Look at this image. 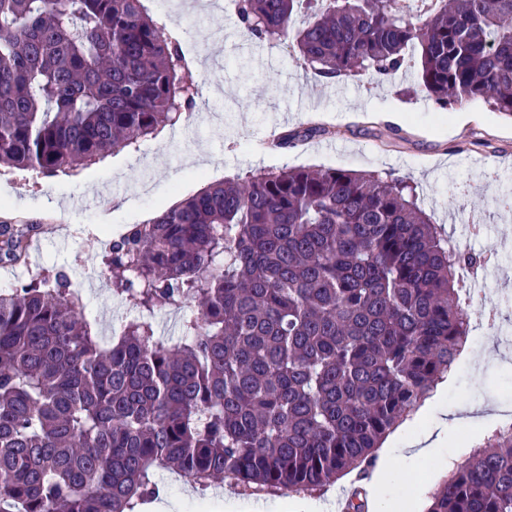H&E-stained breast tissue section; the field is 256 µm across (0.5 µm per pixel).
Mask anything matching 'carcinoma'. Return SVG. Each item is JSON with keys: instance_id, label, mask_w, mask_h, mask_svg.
Instances as JSON below:
<instances>
[{"instance_id": "1", "label": "carcinoma", "mask_w": 512, "mask_h": 512, "mask_svg": "<svg viewBox=\"0 0 512 512\" xmlns=\"http://www.w3.org/2000/svg\"><path fill=\"white\" fill-rule=\"evenodd\" d=\"M247 36L332 81L399 70L445 109L512 118V0H237ZM179 37L142 0H0V162L69 175L191 115ZM312 123L272 144L321 137ZM36 225L0 218V265ZM404 178L344 168L211 182L102 252L138 315L102 345L69 274L0 292V512H140L175 469L206 490H321L451 373L471 322L462 267ZM194 302L164 343L155 312ZM427 512H512V422L431 494Z\"/></svg>"}]
</instances>
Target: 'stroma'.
I'll return each mask as SVG.
<instances>
[{"mask_svg":"<svg viewBox=\"0 0 512 512\" xmlns=\"http://www.w3.org/2000/svg\"><path fill=\"white\" fill-rule=\"evenodd\" d=\"M145 4L180 33L186 57L196 63L198 110L167 135L105 155L71 176L44 177L0 164L8 214L52 227L34 244L30 268L68 271L96 334L108 345L134 311L113 298L95 236H115L146 222L208 183L286 165L407 178L421 207L466 248H499L498 261L481 272L483 295L466 304L476 327L471 347L484 351L487 362L477 368L461 357L444 398L411 428L417 434L449 417L444 451L464 461L473 446L512 420V343L505 340L512 332V210L494 205L499 196L512 195V119L480 99L444 111L423 104L410 65L382 81L364 75L318 82L284 46L244 38L236 16L210 0L184 10L176 9L175 0ZM313 121L327 135L285 151L258 145L269 129L296 130ZM463 404L483 406L479 427L453 422ZM386 453L394 468L386 496L406 494L429 504L437 486L436 456H410L401 439L390 441ZM156 480L173 512H191L203 493L237 504L249 500L225 480L204 492L169 469L158 471Z\"/></svg>","mask_w":512,"mask_h":512,"instance_id":"1","label":"stroma"}]
</instances>
